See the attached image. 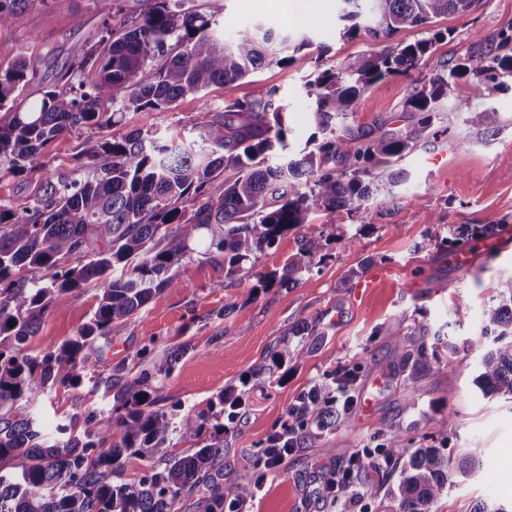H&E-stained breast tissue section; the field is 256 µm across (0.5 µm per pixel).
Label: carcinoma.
<instances>
[{"label": "carcinoma", "mask_w": 512, "mask_h": 512, "mask_svg": "<svg viewBox=\"0 0 512 512\" xmlns=\"http://www.w3.org/2000/svg\"><path fill=\"white\" fill-rule=\"evenodd\" d=\"M120 0H92L102 19L101 36L69 59L57 83L40 100L21 97L36 77L41 59L22 56L0 72V177L22 176L59 136L90 129L98 139L87 162L69 172L46 174L25 203H0V512H176L181 495L209 487L205 512H224V500L251 494L247 482L221 485L216 467L224 456L221 419L233 418L241 394L229 386L207 410L192 408L174 415L162 379L173 372L183 351L153 362L139 375L106 380L111 412L84 421L79 413L47 437L32 417L12 415L21 399L35 400L38 390L57 383L77 385L91 371L96 342L120 330L151 301L175 287L177 267L193 255L224 258V277L245 271L256 255L285 234L310 222L317 212L352 217L374 204L386 207L393 188L406 179L399 162L413 149L410 137L372 132L346 124L360 96L377 81L411 76L440 38L434 33L414 44H391L379 52L358 54L334 69L318 70L305 83L317 132L314 148L295 155L289 129L275 93L235 100L224 111L195 126V138H159L135 129L114 137L110 129L128 111L169 112L186 94L214 84L233 83L268 63L286 64L293 53L311 45L307 36L276 34L261 24L238 27L229 40L218 28L224 0H154L147 11L123 13ZM342 35L365 34L392 39L406 28L423 26L442 14L465 16L478 0H341ZM50 0H0V28L21 13ZM480 56L468 63L444 65L413 79L403 103L417 117L419 131L430 129L446 100L458 113L475 100H487L512 79V26L492 37L474 34ZM473 73L470 91L458 92L457 79ZM484 129L500 128L492 106L477 115ZM220 182L224 191L215 194ZM500 224L448 227L439 245L448 250L469 241L492 238ZM320 237L300 240L298 255L282 269L259 275L262 288L301 283L322 256ZM42 270L33 280L28 274ZM88 284L98 286V305L77 335L42 356L24 351L50 307ZM14 326H9V323ZM404 317L382 327L411 374L440 373L439 334L428 341L427 325L416 322L415 362L404 350ZM484 329L495 345L483 358L476 386L485 395H512V280L484 311ZM304 322L275 341L268 361L255 369L274 377L296 360L301 349L291 340L304 336ZM322 429L356 428L350 412L321 407ZM187 444L158 470L150 465L135 478L124 477L130 456L151 458L170 446L173 436ZM379 457L363 456L357 469L366 473L378 458L398 471L387 493V512H434L448 486L451 460L441 449L408 448L402 434L385 435Z\"/></svg>", "instance_id": "cac0c4a2"}]
</instances>
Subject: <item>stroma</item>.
Here are the masks:
<instances>
[{"mask_svg": "<svg viewBox=\"0 0 512 512\" xmlns=\"http://www.w3.org/2000/svg\"><path fill=\"white\" fill-rule=\"evenodd\" d=\"M339 4L308 0L302 11L291 15L276 0H226L224 27L260 21L278 31L303 32L310 46L295 53L290 64L267 65L235 83L186 95L172 111L127 113L112 134L119 137L141 128L182 138L225 102L274 89L288 110L291 148L303 149L315 130L306 76L383 48L382 42L363 35L340 38ZM100 20L90 0H52L50 6L0 28V68L8 69L22 55L45 58V66L24 90L28 99H39L55 84L61 65L97 40ZM509 25L512 0H480L468 15L434 18L432 28L442 38L433 54L421 61V74L451 60L477 56L474 32L488 36ZM407 86L403 76L377 82L360 97L352 125L378 134L409 135L417 119L403 109ZM490 102L501 116L500 129L492 136L478 123L482 103L463 114L441 107L439 120L414 140L403 162L410 177L396 188L389 208L373 205L341 224L335 216L313 214L310 223L259 254L254 270L244 276L225 278L220 260L195 256L182 261L175 287L110 336L103 351L93 355L94 367L80 384L55 385L33 403L17 401L16 414L51 424L68 423L75 413L83 418L106 416L112 396L103 377L118 368L138 374L183 344L186 352L164 380L163 407L174 413L202 410L226 386L244 384L242 404L226 423L221 465L222 483L242 482L252 479V460L266 439L287 424L290 403L364 357L376 369L359 375L352 409L356 432L310 428L299 448L268 476L253 505L255 512H377V499L363 495L328 506L324 480L347 460L350 449L376 446L393 429L413 448L435 437L447 438L446 452L453 458L468 448L481 449V466L453 475L438 512H474L483 502L512 512V397L484 395L474 384L479 363L492 345L482 332L483 311L512 279V83L494 91ZM95 139L87 130L58 137L34 170L0 179V202L24 203L47 173L78 165ZM461 139L467 142L462 149L457 146ZM436 154L442 161L434 165L430 158ZM499 222L506 250L494 255L475 252L468 266H459L454 253L438 247L449 225ZM341 231L356 235L355 245L337 242ZM319 235L326 242L325 257L312 264L300 286L261 288L260 274L282 270L296 256L301 237ZM97 294L89 284L70 293L64 304L51 307L26 343V352L40 356L74 336L94 313ZM460 299L469 304L471 314L458 325L452 309ZM398 317L405 320L407 352H415L419 341L415 321L441 333L445 347L440 351V375L410 377L396 358L392 337L381 335L380 329ZM303 321L310 335L287 377L280 381L257 373L280 333Z\"/></svg>", "mask_w": 512, "mask_h": 512, "instance_id": "35a3bbf8", "label": "stroma"}]
</instances>
